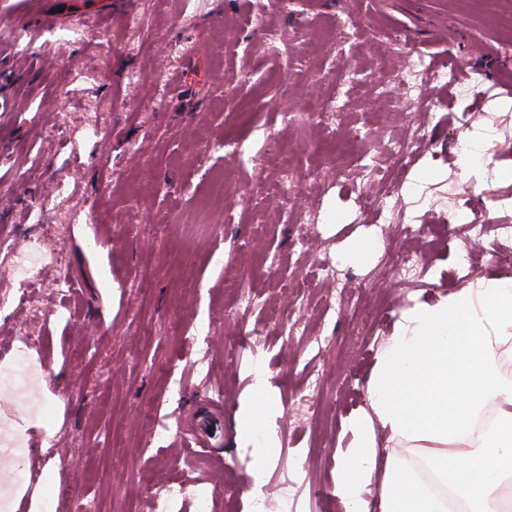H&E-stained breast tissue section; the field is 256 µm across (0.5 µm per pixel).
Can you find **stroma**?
I'll use <instances>...</instances> for the list:
<instances>
[{
    "instance_id": "1",
    "label": "stroma",
    "mask_w": 512,
    "mask_h": 512,
    "mask_svg": "<svg viewBox=\"0 0 512 512\" xmlns=\"http://www.w3.org/2000/svg\"><path fill=\"white\" fill-rule=\"evenodd\" d=\"M511 22L512 0H0V512H156L168 485L167 512H256L257 483L288 512L332 498L401 313L512 279V236L461 228L512 225ZM411 53L475 94L403 98ZM382 131L419 133L408 169ZM467 139L489 152L465 168ZM399 185L426 204L388 215ZM408 218L437 235L409 286L389 263ZM188 413L214 447L184 442Z\"/></svg>"
}]
</instances>
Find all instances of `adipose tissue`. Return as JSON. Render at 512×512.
Instances as JSON below:
<instances>
[{
  "label": "adipose tissue",
  "mask_w": 512,
  "mask_h": 512,
  "mask_svg": "<svg viewBox=\"0 0 512 512\" xmlns=\"http://www.w3.org/2000/svg\"><path fill=\"white\" fill-rule=\"evenodd\" d=\"M511 349L510 283L490 279L405 310L370 382V409L352 420L355 442L336 462L334 494L346 512H448L436 483L465 497L467 512H496L512 480V372L503 366ZM378 427L417 451L432 483L393 457L376 499L363 497Z\"/></svg>",
  "instance_id": "ef3b65f1"
}]
</instances>
